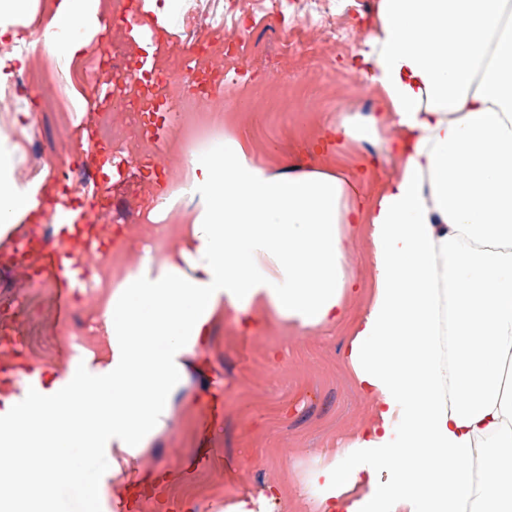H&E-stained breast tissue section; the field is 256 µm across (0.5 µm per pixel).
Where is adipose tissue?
<instances>
[{
	"label": "adipose tissue",
	"mask_w": 512,
	"mask_h": 512,
	"mask_svg": "<svg viewBox=\"0 0 512 512\" xmlns=\"http://www.w3.org/2000/svg\"><path fill=\"white\" fill-rule=\"evenodd\" d=\"M512 0H380L378 30L353 65L382 89L385 117L345 119L333 142L403 141L398 178L362 208L348 178L269 173L238 142L200 157L203 205L191 238L158 261L145 252L103 313L112 356L67 382L47 377L0 405V440L17 450L0 512L27 490L105 460L132 500L134 462L186 385L206 370L218 315L264 310L299 328L333 326L354 288L351 235L366 224L375 288L346 360L373 403L346 464L309 472L315 512H512ZM99 0H62L42 48L80 55ZM0 158V225L38 207ZM150 337L140 348L136 337Z\"/></svg>",
	"instance_id": "1"
}]
</instances>
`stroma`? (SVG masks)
<instances>
[{"mask_svg":"<svg viewBox=\"0 0 512 512\" xmlns=\"http://www.w3.org/2000/svg\"><path fill=\"white\" fill-rule=\"evenodd\" d=\"M292 10L278 15L257 13L252 28H225L228 38L248 43L249 70H263L276 51L271 29L288 25ZM140 22L157 31L165 50H173L191 34L183 6L167 8L166 0H143ZM101 27L80 31L86 43L82 56L65 59L39 52V67L48 70L60 88L54 111H40L41 90L31 87L19 97L17 109L33 113L34 126H20L14 115L0 116V133L16 167L31 164L52 175L55 187L68 185L72 170L82 157L65 155L67 144L83 136V122L94 106L95 82L85 72L96 55ZM353 56L323 48L316 75L297 72L288 79H272L259 92L240 88L248 96L247 111L224 115L227 136L239 142L248 160L277 173L297 165L330 170L353 177L363 174L357 188L363 201L373 202L396 178V154H379L374 142L361 140L315 152L314 144L326 129L348 117L353 105L382 108L383 92L365 85L353 70ZM302 141L296 157L284 147ZM347 272L357 285L345 300V313L333 328L305 331L256 313L255 325H239L232 309H225L207 348L211 366L207 372L189 371V390L173 409V416L151 447L137 457L139 476H166L165 500L146 494L136 512H224L225 506L247 496H258L266 486L281 490L276 512H312L302 488L310 470L342 458L347 442L371 419L370 400L358 387L346 362V349L374 288L371 245L365 227H358L351 242ZM34 295L45 308L56 341L46 344L32 330V315L14 318L16 330L30 333L26 355L11 358L14 389H21L28 369L53 374L61 366L94 363L108 358L110 344L103 330L71 342L66 329L81 302L69 298L61 281L51 292H40L31 282L16 281L0 268V303L16 294ZM222 448L226 461L183 475L182 470L203 448ZM94 479L111 482L110 471L89 464L57 485L39 488V497L53 501L55 512H86L84 485Z\"/></svg>","mask_w":512,"mask_h":512,"instance_id":"1","label":"stroma"}]
</instances>
